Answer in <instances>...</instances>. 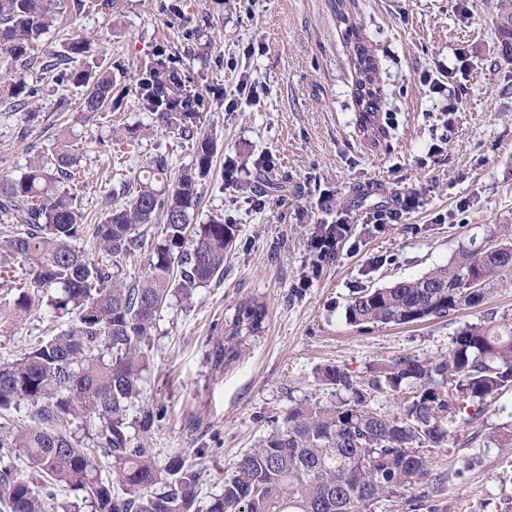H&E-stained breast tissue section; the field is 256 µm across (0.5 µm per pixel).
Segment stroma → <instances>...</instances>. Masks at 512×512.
Instances as JSON below:
<instances>
[{"label":"stroma","instance_id":"stroma-1","mask_svg":"<svg viewBox=\"0 0 512 512\" xmlns=\"http://www.w3.org/2000/svg\"><path fill=\"white\" fill-rule=\"evenodd\" d=\"M373 58L380 130L358 129L357 76L348 35L331 0H60L63 21L44 37L52 49L82 34L103 38L116 99L85 115L80 88L59 83L39 66L14 62L0 49V67L38 93L28 109L0 93V177L19 176L34 149L78 139L75 180L89 223H98L113 189L150 156L190 164L193 142L161 129L138 96L146 62L172 58L186 89L205 98L202 127L219 148L201 187L195 222L221 214L236 225L222 281L198 289L192 303L171 301L156 321L147 401L166 407L152 447L206 452L208 493L220 492L237 456L260 442L277 417L303 400L329 403L318 381L326 364L355 378L390 361L447 352L465 323L494 314L512 323V287L448 318L404 326L359 328L345 320L350 297L362 289L420 276L489 231L512 230V53L497 33V0H346ZM465 74L432 93L418 73L454 67ZM257 88L248 102L240 79ZM459 111H447L451 96ZM35 119H26V111ZM136 127L135 137L108 142L112 130ZM269 157L240 185L224 179L226 158ZM423 205L397 223H361L389 208L404 190ZM349 214L347 239L313 271L309 240L317 225ZM263 302L264 331L248 338L238 358L215 367L207 343L223 339L240 303ZM54 324L38 311L0 333V358L18 354L31 336ZM512 417V390L487 400L478 423L456 420L446 448L432 458L429 478L376 512H512V443L466 446L473 432Z\"/></svg>","mask_w":512,"mask_h":512}]
</instances>
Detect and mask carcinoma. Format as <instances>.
<instances>
[{
  "instance_id": "1",
  "label": "carcinoma",
  "mask_w": 512,
  "mask_h": 512,
  "mask_svg": "<svg viewBox=\"0 0 512 512\" xmlns=\"http://www.w3.org/2000/svg\"><path fill=\"white\" fill-rule=\"evenodd\" d=\"M57 0H0V48L15 60H35L42 71L85 88L81 111L112 107L107 63L84 66L86 37L61 51L41 48L57 20ZM340 22L356 39L359 100H373L375 77L349 16ZM497 26L512 49V0H498ZM145 66L139 96L165 129L192 137L203 103L159 81ZM26 106L37 89L21 79L8 85ZM215 138L195 141L193 161L172 172L156 155L112 191V208L85 223L59 177L74 178L79 148L64 141L52 156L36 153L18 177L0 178V268L19 267L10 298L0 304V327L34 307L60 320L50 337L28 340L12 359H0V512H375L377 505L429 477L432 454L448 445L450 425L467 408L512 389V325L487 318L460 328L448 353L428 359L405 355L357 379L326 365L320 383L335 400L301 401L258 446L233 462L218 495L201 498L204 450L166 458L148 435L166 411L146 403L144 373L153 360L157 317L173 298L189 301L197 289L224 278V256L235 225L224 215L192 223L200 182L208 175ZM162 224L159 241L148 238ZM94 240L98 257L78 243ZM145 256L148 270L129 283L122 263ZM512 273V237L491 234L459 251L444 266L388 287L356 292L346 320L358 327L444 319L480 306ZM265 304L241 303L224 343L212 346L216 364L240 354L242 339L264 329ZM396 403L384 411L377 399ZM28 410L29 422L15 414ZM512 441V423L485 434L484 443ZM112 469V479L101 471Z\"/></svg>"
}]
</instances>
